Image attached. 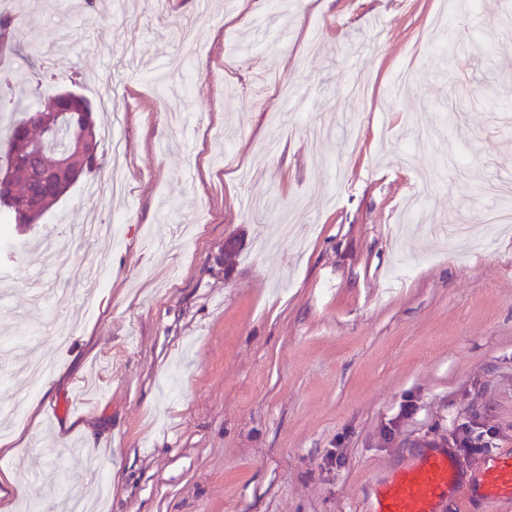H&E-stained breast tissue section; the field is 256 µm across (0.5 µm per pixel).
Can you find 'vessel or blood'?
<instances>
[{
  "instance_id": "b4317fda",
  "label": "vessel or blood",
  "mask_w": 512,
  "mask_h": 512,
  "mask_svg": "<svg viewBox=\"0 0 512 512\" xmlns=\"http://www.w3.org/2000/svg\"><path fill=\"white\" fill-rule=\"evenodd\" d=\"M481 483L486 498H512V455L496 457ZM458 485L453 457L445 452L434 453L379 489L369 512H438L441 499Z\"/></svg>"
}]
</instances>
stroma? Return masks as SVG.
Listing matches in <instances>:
<instances>
[{
	"label": "stroma",
	"instance_id": "stroma-1",
	"mask_svg": "<svg viewBox=\"0 0 512 512\" xmlns=\"http://www.w3.org/2000/svg\"><path fill=\"white\" fill-rule=\"evenodd\" d=\"M0 9V72L87 99L127 180L0 236L12 512H368L512 454V0ZM459 485L451 455L434 453L404 470L375 494L370 512H437L438 504Z\"/></svg>",
	"mask_w": 512,
	"mask_h": 512
}]
</instances>
